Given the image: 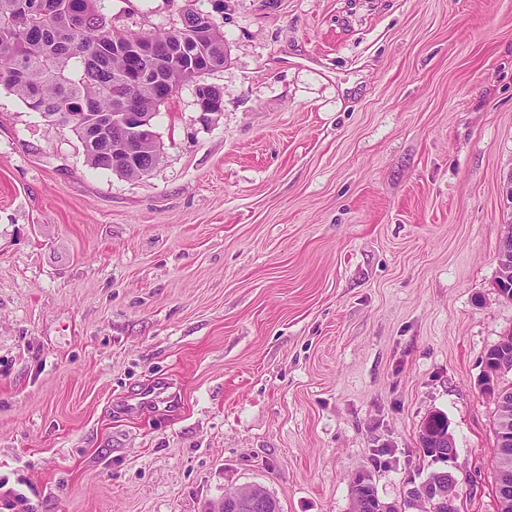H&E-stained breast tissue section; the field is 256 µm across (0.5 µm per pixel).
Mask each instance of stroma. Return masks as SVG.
Returning <instances> with one entry per match:
<instances>
[{"label": "stroma", "mask_w": 512, "mask_h": 512, "mask_svg": "<svg viewBox=\"0 0 512 512\" xmlns=\"http://www.w3.org/2000/svg\"><path fill=\"white\" fill-rule=\"evenodd\" d=\"M167 30L213 0H106ZM227 60L128 179L0 88V512H350L452 470L495 512L482 360L512 221V0H224ZM160 402L128 412L139 389ZM443 412L456 457L424 452ZM354 482V481H353ZM351 484L350 497L352 512H378L380 499L376 492L371 476L360 475L359 479Z\"/></svg>", "instance_id": "1"}]
</instances>
